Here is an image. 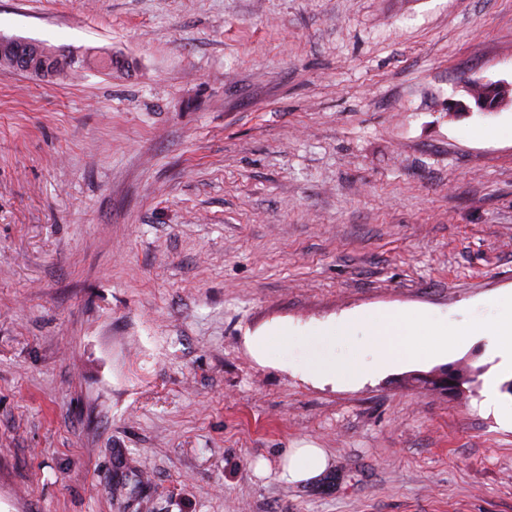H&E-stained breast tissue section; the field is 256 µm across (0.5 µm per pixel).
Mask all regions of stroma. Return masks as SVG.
<instances>
[{"label": "stroma", "mask_w": 512, "mask_h": 512, "mask_svg": "<svg viewBox=\"0 0 512 512\" xmlns=\"http://www.w3.org/2000/svg\"><path fill=\"white\" fill-rule=\"evenodd\" d=\"M0 34L89 59L0 69V512H512L470 330L512 297V0H0ZM471 82L509 93L454 111ZM379 312L454 346L324 379ZM422 376L435 379L438 383V391L445 394H452L461 390L465 380L457 373L455 368H448V366L437 368L432 373ZM328 460L322 448L306 445L294 448L281 465V477L288 482L317 479L327 468Z\"/></svg>", "instance_id": "1"}]
</instances>
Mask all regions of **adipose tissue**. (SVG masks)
Masks as SVG:
<instances>
[{
    "instance_id": "adipose-tissue-1",
    "label": "adipose tissue",
    "mask_w": 512,
    "mask_h": 512,
    "mask_svg": "<svg viewBox=\"0 0 512 512\" xmlns=\"http://www.w3.org/2000/svg\"><path fill=\"white\" fill-rule=\"evenodd\" d=\"M373 328L378 346L372 360L351 356L344 360L341 369H328L327 378L337 373L363 377L385 370L398 362L412 358L413 340L418 336L430 339V348L439 353L449 345L447 325H424L416 320L378 315L367 317ZM472 330L488 337L490 343L502 354L512 355V304L493 307L487 317L477 319ZM328 460L323 449L306 445L294 449L281 465V476L290 482H307L317 479L327 468Z\"/></svg>"
}]
</instances>
